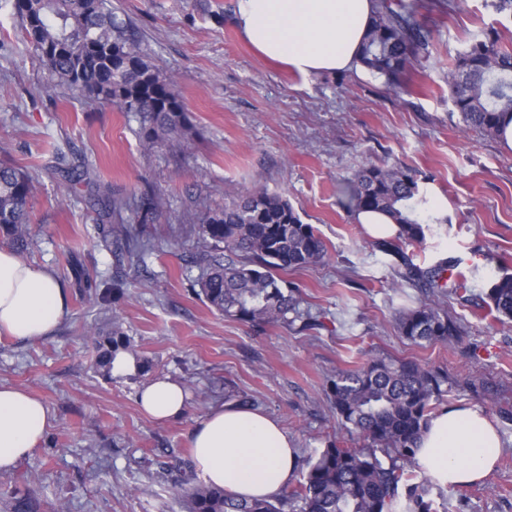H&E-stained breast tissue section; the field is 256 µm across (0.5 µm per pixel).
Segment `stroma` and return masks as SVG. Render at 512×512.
Wrapping results in <instances>:
<instances>
[{
    "instance_id": "35a3bbf8",
    "label": "stroma",
    "mask_w": 512,
    "mask_h": 512,
    "mask_svg": "<svg viewBox=\"0 0 512 512\" xmlns=\"http://www.w3.org/2000/svg\"><path fill=\"white\" fill-rule=\"evenodd\" d=\"M130 19L149 62L189 113L191 143L145 150L140 122L70 89L46 94L52 76L28 48L9 0H0V163L35 170L28 200L32 243L25 261L46 268L67 294L68 313L37 341L0 336V384L23 388L50 409L54 424L14 470L0 471V493L27 480L40 512H186L180 460L193 428L226 391L250 398L277 419L308 459L329 441L347 440L327 399L336 371L387 354L448 373L443 406H475L496 427L503 452L482 484L447 487L448 512H512V326L448 300L460 341L417 346L400 336L393 257L371 249V235L344 209L336 189L371 160L425 176L421 189L442 216L425 231L416 262L452 257L483 278L512 269V149L477 136L452 115L448 62L470 33L495 17L483 0H458L435 15V48L407 71L410 95L395 98L361 65L305 77L258 56L234 23L235 0H112ZM89 165L99 191L155 193L161 211L148 222L124 213L145 243L141 263L117 261L101 246L84 184L64 187L57 163ZM265 189L290 201L316 227L328 252L288 272L302 311L321 328L231 320L198 294V203L223 206ZM78 262L103 300L83 303L70 268ZM120 319L141 366L123 379L93 367L94 341ZM181 379L189 409L158 422L136 401L145 380ZM475 389H460L462 381Z\"/></svg>"
}]
</instances>
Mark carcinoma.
Instances as JSON below:
<instances>
[{
	"label": "carcinoma",
	"instance_id": "obj_1",
	"mask_svg": "<svg viewBox=\"0 0 512 512\" xmlns=\"http://www.w3.org/2000/svg\"><path fill=\"white\" fill-rule=\"evenodd\" d=\"M27 45L58 83L80 91L91 102L107 103L140 120L147 149L174 138H187L192 123L182 100L129 36V22L116 14L112 0H14ZM447 0H431L427 13L413 0H375L373 20L358 63L384 79L385 90L406 92L405 72L428 58L434 45L430 13L451 11ZM448 95L460 122L484 137L500 138L512 121V43L490 25L472 35L448 63ZM37 181L29 170L0 164V239L17 252L30 242L27 201ZM352 212L389 213L400 230L376 244L397 259L393 284L432 296L415 308L395 313L398 333L414 344L446 343L462 336L448 316L443 299L452 295L503 322L512 320V273L502 267L476 293L479 270H458L449 257L435 264L414 263L405 248L425 238L420 214L430 211L417 174L386 160L369 161L347 182L341 200ZM89 204L100 218H119L131 211L143 219L155 214L159 198L96 194ZM197 219L202 273L200 295L210 308L239 321L320 328L316 317H303L299 299L279 272L322 260L326 247L311 224L287 199L259 189L238 194L211 210L200 203ZM106 247H115L130 262L143 257L145 246L108 230ZM99 371L108 375L112 360L127 350L124 333L112 320L110 335L95 337ZM448 375L412 359L375 355L360 366L339 370L326 384L336 416L360 448L332 443L307 466L303 478L269 499H237L193 478L182 486L187 512H438L432 495L443 498L437 483L416 459L419 438L448 393ZM8 512H39V501L14 486L3 492Z\"/></svg>",
	"mask_w": 512,
	"mask_h": 512
}]
</instances>
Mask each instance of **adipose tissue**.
I'll return each instance as SVG.
<instances>
[{
	"mask_svg": "<svg viewBox=\"0 0 512 512\" xmlns=\"http://www.w3.org/2000/svg\"><path fill=\"white\" fill-rule=\"evenodd\" d=\"M374 0H237L235 24L262 57L304 76L352 67L369 30ZM64 288L46 269L0 247V335L34 341L50 336L67 313ZM188 394L158 376L137 401L158 421L181 418ZM53 417L25 390L0 385V470L8 471L41 445ZM190 446L204 483L239 499L269 498L292 480L298 450L280 424L259 408L225 404L193 429ZM502 450L491 422L475 407L434 415L421 435L417 460L444 486H470L492 471Z\"/></svg>",
	"mask_w": 512,
	"mask_h": 512,
	"instance_id": "ef3b65f1",
	"label": "adipose tissue"
}]
</instances>
